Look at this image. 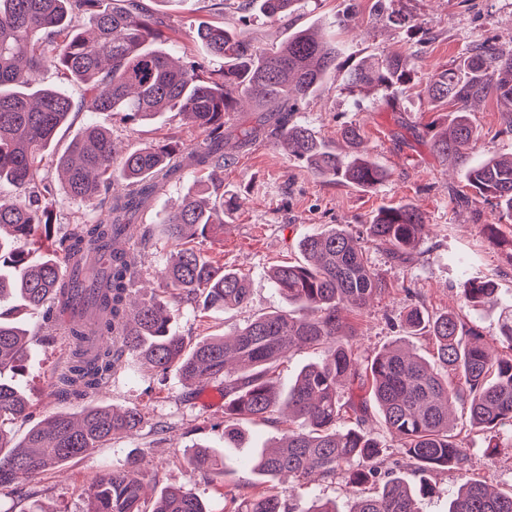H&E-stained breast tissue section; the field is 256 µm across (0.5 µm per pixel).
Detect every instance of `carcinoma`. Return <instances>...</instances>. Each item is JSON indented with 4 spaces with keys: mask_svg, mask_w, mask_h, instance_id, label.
Segmentation results:
<instances>
[{
    "mask_svg": "<svg viewBox=\"0 0 512 512\" xmlns=\"http://www.w3.org/2000/svg\"><path fill=\"white\" fill-rule=\"evenodd\" d=\"M263 15L282 21L300 0H249ZM162 22L141 0L100 8V0H0V182L19 189L11 203L0 202V300L19 299L42 311L48 329L53 310L75 297L92 309V322L80 318L61 334L68 352L57 370L54 395L84 401L108 387L130 357L164 374L170 368L193 385L224 390V413L241 421L288 416L279 443L260 452V474L288 475L298 486L314 474L342 478L356 488L349 512H420L417 499L433 491L426 473L454 470L461 483L448 498V512H512V491L500 492L467 477V449L457 442L453 404L467 408L469 426L488 431L512 430V305L501 313L497 344L487 343L466 320L462 309L430 315L416 305L399 314L406 336L433 340L432 359L397 346L361 358L343 311L365 309L389 291L366 257L364 238L340 228L312 233L300 243L302 260L278 265L269 274L277 290L303 314L269 313L239 328L231 340L212 336L195 343L170 330L180 305L239 307L249 301L247 280L215 265L191 240L224 226V152L229 139L250 149L262 141L284 146L320 179L370 188L389 173L368 158L360 127L341 128V154L329 148L307 125L293 120L299 103L342 68L348 49L334 35L300 29L276 48L252 43L226 26L200 23L192 40L208 56L224 60V70L204 74L196 61L180 62L160 48L171 40ZM54 67L85 86L81 107L87 112H115L137 123L162 112H180L203 134L186 152L176 145H151L122 158L114 168L112 133L94 124L59 153L55 135L74 108L65 92L38 84L41 70ZM402 56L364 59L345 69L350 91H393L411 82ZM439 106L452 105L451 118L428 126L431 149L444 162L468 167L466 187L472 200L494 201L500 217L512 219V156L468 165L480 133L467 113L471 99L494 95L508 105L502 115L512 131V53L478 41L468 56L432 76L425 87ZM242 100L257 109L248 123L227 125L224 114ZM62 175V189L110 220L93 217L72 224L60 239L62 254L38 266L25 260L24 245L35 225L49 227L46 201L54 186L43 175L46 164ZM188 169L202 173L200 187L189 189L165 221L168 238L180 249L161 278L171 298L143 299L134 311L128 299L136 284L140 256L119 249L101 253L128 232L131 218L159 187ZM121 191L112 190V182ZM425 228L412 204L384 207L368 227L370 241L401 264L414 261ZM492 278L464 275L465 306L479 307L495 297ZM29 333L0 317V371L19 366L27 355ZM504 347L508 353L499 351ZM295 347L319 352L298 373L282 396L276 388L279 362ZM375 405L384 428L397 439L403 460L419 474L415 486L386 468L379 434L364 427ZM26 401L12 384L0 381V492L37 471H51L143 425L139 408L88 403L80 411L58 412L35 423L21 442L4 422L27 418ZM353 418L359 429L341 428ZM189 465L217 470L215 452L193 450ZM381 490L368 495L362 485L379 473ZM142 484L123 468L102 473L91 486L87 512H146ZM152 512H205L198 497L182 487L160 492ZM225 512H294L269 490H242Z\"/></svg>",
    "mask_w": 512,
    "mask_h": 512,
    "instance_id": "cac0c4a2",
    "label": "carcinoma"
}]
</instances>
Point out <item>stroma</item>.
Segmentation results:
<instances>
[{"label": "stroma", "mask_w": 512, "mask_h": 512, "mask_svg": "<svg viewBox=\"0 0 512 512\" xmlns=\"http://www.w3.org/2000/svg\"><path fill=\"white\" fill-rule=\"evenodd\" d=\"M374 0H301L287 23L270 22L261 13L229 10V27L242 31L257 44L283 40L290 31L321 26L335 31L349 46L354 58L398 54L411 63L414 82L408 89L388 97L352 92L341 77L302 104L296 114L322 139L341 148V127L361 128L366 150L389 172L380 185L363 190L342 182L316 178L287 151L270 142H260L247 151H234L224 168V186L234 192L231 212L224 229L195 239L194 245L223 263L225 268L247 276L251 288L246 306L223 310L181 308L172 329L195 342L209 335L229 336L254 316L270 312H294V305L271 284L268 272L279 264L298 261L299 242L305 236L333 226L365 233L371 218L382 208L410 203L425 216L426 229L416 261L403 266L391 261L385 250L368 245L367 256L374 270L391 286L362 312L349 314L355 329L353 342L363 356L371 357L399 341H408L421 355L433 353L425 336L403 337L390 324L391 317L421 302L428 312L439 313L460 304L462 277L454 257L472 259V272L489 276L498 284L494 300L469 317L485 337L498 334L501 310L512 304V223L501 221L498 208L487 202L462 207L453 202L449 189H463L459 169L444 164L429 149L427 126L441 111L424 92L436 71L455 64L471 44L488 39L506 52L512 51V0H391L384 12L373 9ZM153 9L175 29L170 45L180 59L198 56L188 29L217 16L216 0H155ZM433 32L421 43L419 26ZM471 119L480 129L475 156L486 159L496 153L512 154V133L501 129L503 104L492 96L471 101ZM112 132L117 155L147 144L172 143L184 149L198 145L202 137L179 113L166 112L157 120L140 124L123 122L109 112H76L55 136V148L64 151L88 123ZM199 175L187 172L182 180L166 185L152 202L144 224L134 225L129 241L142 256L137 275L139 287L164 295L160 272L175 253L176 246L164 233L163 219L177 208L187 185ZM49 229H37L28 250L29 261L53 252L68 225L83 221L87 208L56 194L50 204ZM499 227L498 240H491L485 227ZM64 345L61 338L31 343L14 379L23 390L32 413L31 420H16L10 430L23 438L31 422L57 412H76L78 403L57 399L51 387ZM200 388L184 383L177 370L159 376L135 360H128L119 378L95 395L94 400L117 407L135 406L144 424L138 434L108 442L91 455L61 467L35 473L16 483L14 494H0V512H85L87 495L95 478L112 466L129 464L133 474L156 473V484H144L142 497L153 507L161 488L182 486L191 490L207 512H224L225 495L251 483L257 488L272 486L294 512H307L316 500L335 501L339 512H348L352 496L343 479L312 477L301 488L290 481L266 483L255 475L251 463L259 448L279 438L282 427L263 420L243 424L225 418L223 402H207ZM165 425L166 434L155 433ZM470 459L469 474L501 491L512 489V430L502 428L485 434L461 432L459 436ZM205 443L215 447L224 460L222 471L203 475L191 468L187 448Z\"/></svg>", "instance_id": "35a3bbf8"}]
</instances>
